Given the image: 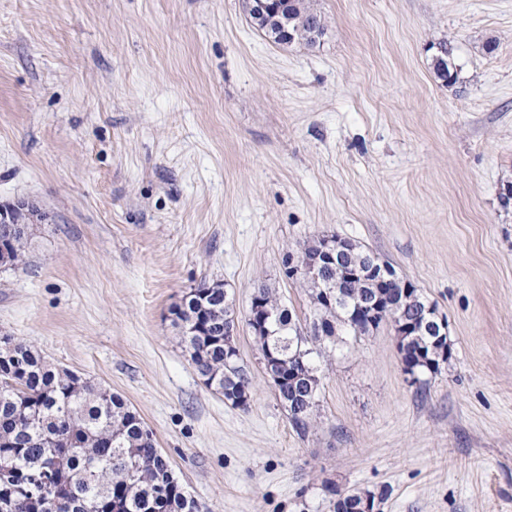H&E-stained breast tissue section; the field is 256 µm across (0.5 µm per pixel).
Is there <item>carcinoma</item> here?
<instances>
[{"label":"carcinoma","instance_id":"carcinoma-1","mask_svg":"<svg viewBox=\"0 0 512 512\" xmlns=\"http://www.w3.org/2000/svg\"><path fill=\"white\" fill-rule=\"evenodd\" d=\"M285 24L298 38L310 30L325 31L322 16L309 0H280L278 14L264 18L258 29L276 44L285 40ZM441 47L434 59L437 76L452 83L456 74ZM28 237L17 234L6 258L14 268L25 264ZM325 279L337 297L325 304L323 289L311 297L319 323L303 333L289 308L267 288L255 297L274 316L271 335L256 336L261 350L279 345L284 354L279 365L278 397L288 410L293 428L304 434L311 426L319 388L314 343H334L344 336L370 331L360 300L383 302L378 323L399 331L412 325L411 335L398 345L404 370L417 375L437 373L433 355L448 347L424 325L419 307L424 303L417 289L408 295L394 282L375 286L370 273L357 279L328 268ZM172 326L190 354L206 385L219 392L241 388V405L247 406L250 381L224 349L227 310L224 288L201 282L173 310ZM22 362L0 361V512H198L196 501L170 480L172 470L157 450L152 432L145 428L127 402L77 374L55 370L31 347L17 343Z\"/></svg>","mask_w":512,"mask_h":512}]
</instances>
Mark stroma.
Segmentation results:
<instances>
[{"label":"stroma","instance_id":"35a3bbf8","mask_svg":"<svg viewBox=\"0 0 512 512\" xmlns=\"http://www.w3.org/2000/svg\"><path fill=\"white\" fill-rule=\"evenodd\" d=\"M311 3L325 35L282 45L244 0H0V205L48 216L0 271V337L120 393L199 512H512V0ZM332 236L436 307L452 358L413 383L388 324L328 345L301 435L246 319L263 286L311 320L284 262ZM204 280L244 409L170 325Z\"/></svg>","mask_w":512,"mask_h":512}]
</instances>
